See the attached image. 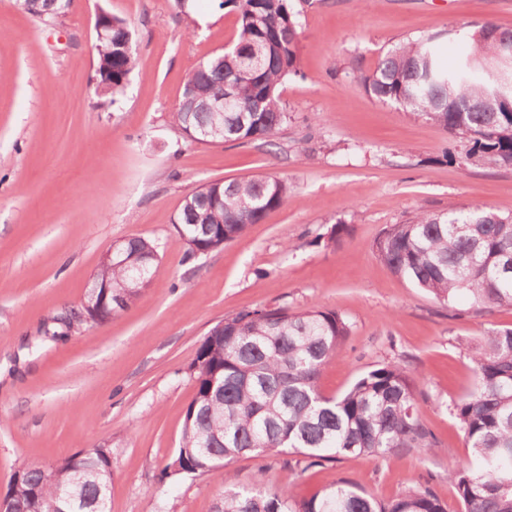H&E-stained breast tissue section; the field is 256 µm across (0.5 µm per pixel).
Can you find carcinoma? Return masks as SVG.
Returning <instances> with one entry per match:
<instances>
[{"instance_id": "cac0c4a2", "label": "carcinoma", "mask_w": 512, "mask_h": 512, "mask_svg": "<svg viewBox=\"0 0 512 512\" xmlns=\"http://www.w3.org/2000/svg\"><path fill=\"white\" fill-rule=\"evenodd\" d=\"M44 22L69 0H21ZM238 15L233 45L189 67L172 113L179 129L202 143H272L288 119L280 87L298 75L300 11L293 0H221ZM128 22L112 17V37L96 45V86L114 104L125 94L136 58L122 48ZM512 30L486 22L464 33L458 61L440 62L434 36L403 42L363 77L365 91L382 103L425 117L449 135L444 157L489 167L512 166ZM259 62L247 75L244 53ZM238 87L237 111L224 108L229 84ZM291 187L275 175L215 181L188 193L174 223L186 256L200 246L219 247L244 236L288 200ZM121 255L101 261L86 289L100 321L118 302L140 295L137 279L153 276L154 241L141 236L119 246ZM390 270L442 304L460 296L476 311L512 307V215L471 203L446 212L422 211L391 224L376 242ZM351 334L335 311L283 307L241 311L217 324L202 341L191 371L196 392L182 436L161 479L203 474L244 455H296L288 466L309 467L345 455L382 457L404 448L427 455L438 447L418 414L423 392L403 366L387 362L362 374L343 394L322 395L320 374ZM476 388L453 404V415L473 456L448 461L461 512H512V329H490L471 348ZM112 449L80 451L43 473L19 467L5 493L14 512H109ZM256 478L238 485L224 471L217 512H447L427 486L414 485L381 502L347 480L309 497L269 492Z\"/></svg>"}]
</instances>
